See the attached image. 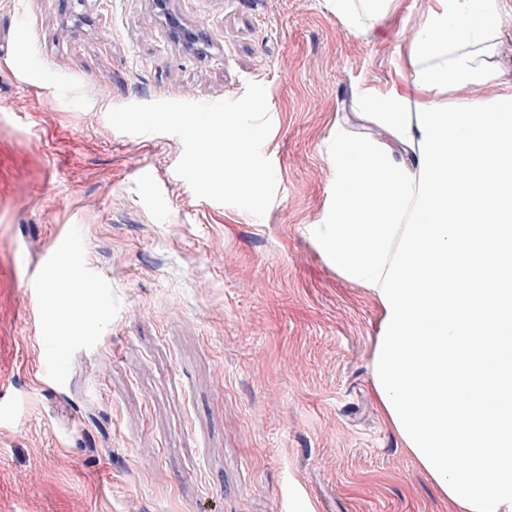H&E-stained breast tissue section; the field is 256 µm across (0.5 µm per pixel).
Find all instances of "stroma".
Returning a JSON list of instances; mask_svg holds the SVG:
<instances>
[{
  "label": "stroma",
  "instance_id": "obj_1",
  "mask_svg": "<svg viewBox=\"0 0 512 512\" xmlns=\"http://www.w3.org/2000/svg\"><path fill=\"white\" fill-rule=\"evenodd\" d=\"M429 0L371 35L328 0H0V512H450L371 388L374 296L315 245L329 145L386 89ZM266 88L263 217L197 197L182 143L110 108ZM93 268L82 339L31 270ZM154 3L170 22L167 26L168 38L178 44H182L184 47H193L195 40L197 41V37L193 33L185 30L180 23L169 14L167 8L168 2L166 0H155Z\"/></svg>",
  "mask_w": 512,
  "mask_h": 512
}]
</instances>
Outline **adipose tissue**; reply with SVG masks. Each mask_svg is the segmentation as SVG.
<instances>
[{
    "label": "adipose tissue",
    "instance_id": "1",
    "mask_svg": "<svg viewBox=\"0 0 512 512\" xmlns=\"http://www.w3.org/2000/svg\"><path fill=\"white\" fill-rule=\"evenodd\" d=\"M395 0H329L374 30ZM505 0H431L403 72L338 130L336 204L315 243L383 310L372 386L407 451L461 512H512V83L495 60ZM493 86L482 100L463 88ZM63 333L104 306L50 288ZM461 467H452L453 459Z\"/></svg>",
    "mask_w": 512,
    "mask_h": 512
}]
</instances>
